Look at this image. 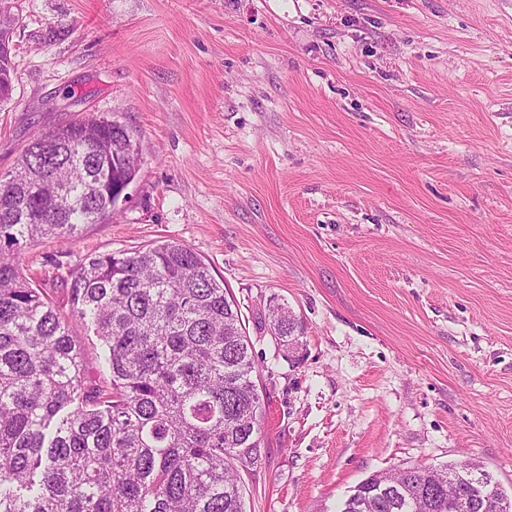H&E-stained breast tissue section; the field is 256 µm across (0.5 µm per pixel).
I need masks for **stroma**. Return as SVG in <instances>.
I'll return each mask as SVG.
<instances>
[{"mask_svg":"<svg viewBox=\"0 0 512 512\" xmlns=\"http://www.w3.org/2000/svg\"><path fill=\"white\" fill-rule=\"evenodd\" d=\"M0 172L95 113L129 199L23 272L184 244L239 303L265 404L246 512L477 461L512 491V0H15ZM303 327H264L270 301ZM283 308H287L285 304H274L269 305L268 317H265V324L268 326L269 331L275 337L276 341H279L281 346H286L289 349H295L299 345V341L296 340L292 345L288 346V342L291 341L295 335L302 334V327L296 322L288 321V315L283 316Z\"/></svg>","mask_w":512,"mask_h":512,"instance_id":"35a3bbf8","label":"stroma"}]
</instances>
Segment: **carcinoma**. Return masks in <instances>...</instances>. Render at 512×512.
<instances>
[{"instance_id":"1","label":"carcinoma","mask_w":512,"mask_h":512,"mask_svg":"<svg viewBox=\"0 0 512 512\" xmlns=\"http://www.w3.org/2000/svg\"><path fill=\"white\" fill-rule=\"evenodd\" d=\"M138 140L90 115L54 126L0 173V512H246L239 469L261 451L263 400L241 310L191 248L163 241L87 256L63 311L22 273V250L70 240L112 218V187L133 181ZM268 308L282 346L302 327ZM93 327L108 377L89 384L72 321ZM404 490L364 497L342 512H448L456 466L419 465ZM474 512L512 500L485 474Z\"/></svg>"}]
</instances>
